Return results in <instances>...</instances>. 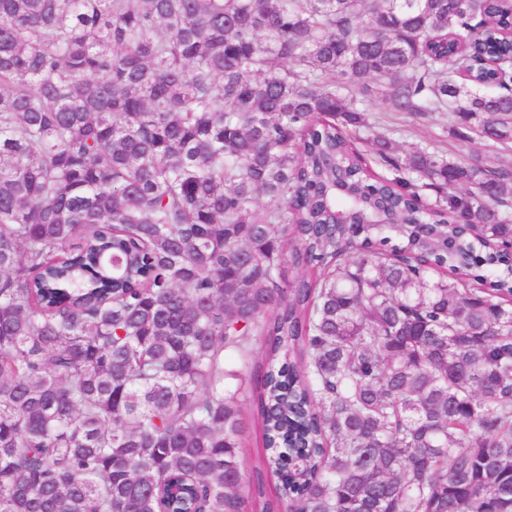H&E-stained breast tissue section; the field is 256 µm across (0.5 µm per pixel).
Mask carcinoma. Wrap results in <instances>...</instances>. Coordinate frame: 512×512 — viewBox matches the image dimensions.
<instances>
[{"label": "carcinoma", "mask_w": 512, "mask_h": 512, "mask_svg": "<svg viewBox=\"0 0 512 512\" xmlns=\"http://www.w3.org/2000/svg\"><path fill=\"white\" fill-rule=\"evenodd\" d=\"M492 18L0 0V512H512ZM439 114L494 160L393 138ZM252 410L247 408L246 428L242 437L241 455L254 462L263 453L262 429L256 416H253Z\"/></svg>", "instance_id": "1"}]
</instances>
